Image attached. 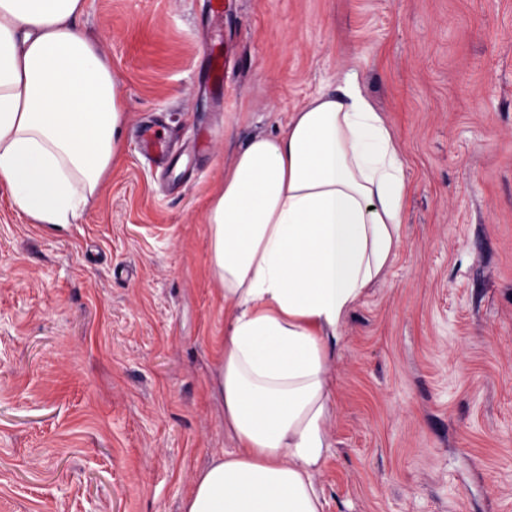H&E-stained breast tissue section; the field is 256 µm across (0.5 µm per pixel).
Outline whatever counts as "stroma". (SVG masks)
<instances>
[{
	"label": "stroma",
	"instance_id": "35a3bbf8",
	"mask_svg": "<svg viewBox=\"0 0 512 512\" xmlns=\"http://www.w3.org/2000/svg\"><path fill=\"white\" fill-rule=\"evenodd\" d=\"M223 2L219 31L214 0H86L124 103L112 167L75 224L0 189V512H182L233 449L206 212L236 148L350 70L409 195L327 366L324 512H512V0ZM153 114L187 145L162 174ZM161 132V135H158ZM143 154L149 159H163L170 153V144L164 132L154 127H145L142 131Z\"/></svg>",
	"mask_w": 512,
	"mask_h": 512
}]
</instances>
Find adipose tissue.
<instances>
[{"label": "adipose tissue", "instance_id": "obj_1", "mask_svg": "<svg viewBox=\"0 0 512 512\" xmlns=\"http://www.w3.org/2000/svg\"><path fill=\"white\" fill-rule=\"evenodd\" d=\"M84 4L0 0V186L36 224L77 223L120 141L118 79L77 26ZM403 168L353 72L235 153L206 216L224 294L213 389L235 447L182 512H323L327 364L401 245Z\"/></svg>", "mask_w": 512, "mask_h": 512}]
</instances>
